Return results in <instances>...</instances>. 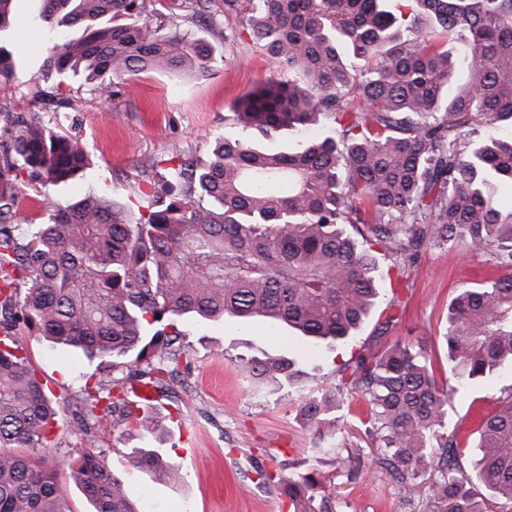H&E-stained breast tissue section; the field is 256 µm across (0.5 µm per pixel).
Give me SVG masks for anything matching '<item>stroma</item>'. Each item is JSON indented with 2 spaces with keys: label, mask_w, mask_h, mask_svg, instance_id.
<instances>
[{
  "label": "stroma",
  "mask_w": 512,
  "mask_h": 512,
  "mask_svg": "<svg viewBox=\"0 0 512 512\" xmlns=\"http://www.w3.org/2000/svg\"><path fill=\"white\" fill-rule=\"evenodd\" d=\"M41 7V0H14L12 27L0 34V41L17 45L21 52L8 85L16 95L41 81L46 69L52 40L41 22ZM250 9L249 0H241L238 11L225 13L219 36L205 25L195 26V33L215 48V73L210 78L136 72L123 79L122 100L95 93L87 111L41 113L47 126L76 134L90 162L88 177L48 188L46 196L59 202L76 200L104 183L110 187L112 201L135 222L145 212V194L166 173L165 161L175 150L191 155L196 163L207 162L216 136L233 116L234 101L276 73L275 65L245 30ZM149 158L157 160V167L141 170L140 162ZM43 197L31 193L18 219L41 213ZM491 270L487 256L461 245L428 247L400 285L405 304L401 323L385 332L367 324L361 339L377 348L397 342L422 345L431 351L436 368L444 369L438 338L448 303L458 288ZM179 328L193 365L169 387L157 391L153 417L166 432L160 450L164 459L181 467V483L154 481L131 466L127 457L134 445L131 439L116 433L93 438L75 433L68 412L49 427V456H62L74 448L103 450L113 472L137 493L143 512H288L274 487L256 485L255 470H293L312 447L314 435L305 428L296 402L287 393L254 396L235 360L257 347L272 354L294 349L313 366L319 365V357L303 339L261 322L246 328L232 322H183ZM20 339L30 364L58 405L65 407L78 390L79 375L98 380L111 375L110 369L81 352L51 349L26 333ZM360 448L363 460L356 479L337 480L343 501L358 512H404L396 485L385 470L370 463L373 445L362 440Z\"/></svg>",
  "instance_id": "obj_1"
}]
</instances>
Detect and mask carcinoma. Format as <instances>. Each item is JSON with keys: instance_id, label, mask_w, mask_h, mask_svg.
I'll return each instance as SVG.
<instances>
[{"instance_id": "cac0c4a2", "label": "carcinoma", "mask_w": 512, "mask_h": 512, "mask_svg": "<svg viewBox=\"0 0 512 512\" xmlns=\"http://www.w3.org/2000/svg\"><path fill=\"white\" fill-rule=\"evenodd\" d=\"M159 0H43L54 44L44 84L0 102V512H71L60 467L42 449L60 410L30 365L21 330L50 347L82 350L115 375L85 383L74 430L143 439L128 372L161 385L190 369L177 325L234 319L297 332L333 361L310 385L302 359L259 350L239 368L260 393L288 389L313 430L307 467L289 475L257 470L289 512H340L336 478L352 477V451L336 412L364 402L368 435L410 512H505L512 506V210L495 185L512 189V139L473 141L481 125L512 135V0H404L414 26L404 39L383 0H250L245 29L280 66L278 75L235 103L233 124L211 160L175 155L148 214L132 223L108 186L53 204L40 221L15 222L35 184L56 186L87 168L78 140L38 113L80 112L86 99L62 87L82 78L109 90L127 72L214 71L211 45L187 31H163L173 13ZM211 0H172L181 18L207 21ZM444 38L471 54L467 81ZM351 56L360 66L346 63ZM13 71L0 46V91ZM325 119L327 135L293 151L268 146L283 129ZM457 240L490 256L496 274L461 288L441 336L448 375L438 381L424 349L384 351L358 334L372 317L388 330L401 319L394 294L375 315L382 276L402 282L420 253ZM388 258L386 269L373 253ZM505 381L479 418L473 451L448 431V404L480 378ZM93 512H141L134 492L102 451L65 455ZM128 459L158 482L183 480L159 449L134 446ZM324 465L334 471H321Z\"/></svg>"}]
</instances>
